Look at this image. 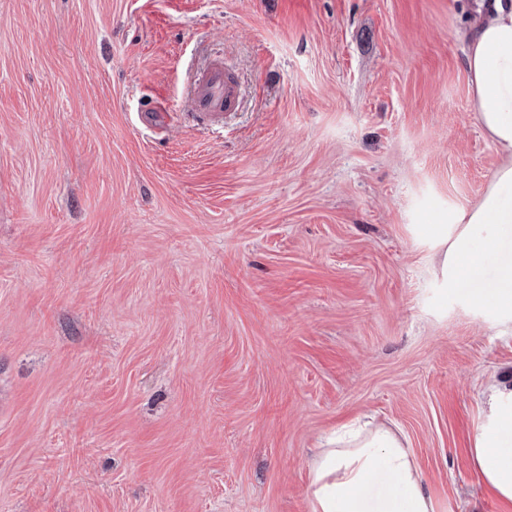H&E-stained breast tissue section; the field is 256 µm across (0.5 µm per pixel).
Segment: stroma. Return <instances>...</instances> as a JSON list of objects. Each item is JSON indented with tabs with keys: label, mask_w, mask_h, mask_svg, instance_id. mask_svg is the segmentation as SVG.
Returning a JSON list of instances; mask_svg holds the SVG:
<instances>
[{
	"label": "stroma",
	"mask_w": 512,
	"mask_h": 512,
	"mask_svg": "<svg viewBox=\"0 0 512 512\" xmlns=\"http://www.w3.org/2000/svg\"><path fill=\"white\" fill-rule=\"evenodd\" d=\"M478 2L0 0V512H312L313 448L365 414L434 512H512L469 454L512 321L422 230L504 162ZM217 55L220 134L185 115Z\"/></svg>",
	"instance_id": "obj_1"
}]
</instances>
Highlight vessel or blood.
I'll use <instances>...</instances> for the list:
<instances>
[{"instance_id": "b4317fda", "label": "vessel or blood", "mask_w": 512, "mask_h": 512, "mask_svg": "<svg viewBox=\"0 0 512 512\" xmlns=\"http://www.w3.org/2000/svg\"><path fill=\"white\" fill-rule=\"evenodd\" d=\"M239 102V87L223 60H213L195 80L187 97L188 115L201 124L222 129L228 112Z\"/></svg>"}]
</instances>
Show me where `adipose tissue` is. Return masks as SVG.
I'll return each instance as SVG.
<instances>
[{
    "label": "adipose tissue",
    "instance_id": "ef3b65f1",
    "mask_svg": "<svg viewBox=\"0 0 512 512\" xmlns=\"http://www.w3.org/2000/svg\"><path fill=\"white\" fill-rule=\"evenodd\" d=\"M466 64L477 119L506 161L476 205L427 230L450 237L443 271L458 299L512 318V259L490 287L479 285L487 255L512 242V0H490ZM486 404L469 453L482 481L512 504V377L489 383ZM421 481L399 429L354 419L317 450L308 492L312 512H434Z\"/></svg>",
    "mask_w": 512,
    "mask_h": 512
}]
</instances>
